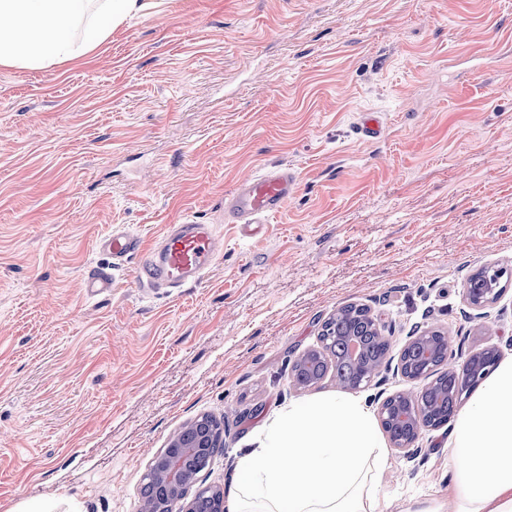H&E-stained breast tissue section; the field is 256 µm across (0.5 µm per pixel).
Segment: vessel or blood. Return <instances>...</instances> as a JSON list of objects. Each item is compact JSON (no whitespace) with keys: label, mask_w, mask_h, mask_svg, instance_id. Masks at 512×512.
Segmentation results:
<instances>
[{"label":"vessel or blood","mask_w":512,"mask_h":512,"mask_svg":"<svg viewBox=\"0 0 512 512\" xmlns=\"http://www.w3.org/2000/svg\"><path fill=\"white\" fill-rule=\"evenodd\" d=\"M356 132L363 140L380 138L383 134L381 116L364 113ZM297 185V173L291 167L266 170L225 195L222 213L237 224L241 237H255L282 212ZM98 247L110 261L91 270L85 278L84 288L90 295L111 292L113 280L127 269L131 258L139 254L144 260L139 266L138 280L147 292L200 282L224 254V243L213 225L191 219L165 225L156 245L147 252L142 249L139 234L124 226L113 228L99 240Z\"/></svg>","instance_id":"obj_1"}]
</instances>
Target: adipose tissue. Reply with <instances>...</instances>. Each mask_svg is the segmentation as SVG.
<instances>
[{
  "mask_svg": "<svg viewBox=\"0 0 512 512\" xmlns=\"http://www.w3.org/2000/svg\"><path fill=\"white\" fill-rule=\"evenodd\" d=\"M152 0H0V66L52 69L88 56ZM456 512H512V356L448 437ZM383 439L363 399L330 393L276 409L236 458L232 512H386Z\"/></svg>",
  "mask_w": 512,
  "mask_h": 512,
  "instance_id": "adipose-tissue-1",
  "label": "adipose tissue"
}]
</instances>
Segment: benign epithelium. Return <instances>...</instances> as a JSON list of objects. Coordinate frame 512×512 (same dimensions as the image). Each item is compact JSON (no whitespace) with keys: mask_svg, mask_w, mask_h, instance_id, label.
<instances>
[{"mask_svg":"<svg viewBox=\"0 0 512 512\" xmlns=\"http://www.w3.org/2000/svg\"><path fill=\"white\" fill-rule=\"evenodd\" d=\"M504 296L500 288L481 289L477 292L464 289L467 306L486 317L484 310L499 303ZM451 339L448 333L429 329L416 331L406 337L398 358L397 370L411 381L423 382L417 391L398 392L387 397L381 405L380 417L384 430L398 451L411 459L421 449L413 447L419 433L425 428L437 429L439 410L448 400V388H439L432 379L438 367L454 381V397L469 394L489 372L499 358L497 347L491 345L469 353L458 363L449 362ZM324 353L321 348L303 352L297 367L291 368L289 383L298 387H310L315 382L306 380L313 373L316 357ZM221 444L203 429H195L185 440L168 445L154 460L150 474L153 476V492L143 502L142 512H194V501L186 500L188 490L197 481L192 471L195 461L215 454Z\"/></svg>","mask_w":512,"mask_h":512,"instance_id":"benign-epithelium-1","label":"benign epithelium"}]
</instances>
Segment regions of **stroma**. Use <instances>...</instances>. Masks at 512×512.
<instances>
[{
  "label": "stroma",
  "mask_w": 512,
  "mask_h": 512,
  "mask_svg": "<svg viewBox=\"0 0 512 512\" xmlns=\"http://www.w3.org/2000/svg\"><path fill=\"white\" fill-rule=\"evenodd\" d=\"M367 110L379 141L354 133ZM278 165L298 190L242 240L220 201ZM189 215L224 237L201 282L147 293L134 260L86 294L114 226L148 250ZM492 263L512 274V0H161L82 62L0 67V512H141L153 458L205 414L224 449L197 485L227 488L268 415L337 392L288 374L351 303L390 339L355 391L374 409L412 388L413 330L511 355L512 284L488 318L463 301ZM452 429L416 461L388 449V500L440 496Z\"/></svg>",
  "instance_id": "1"
}]
</instances>
